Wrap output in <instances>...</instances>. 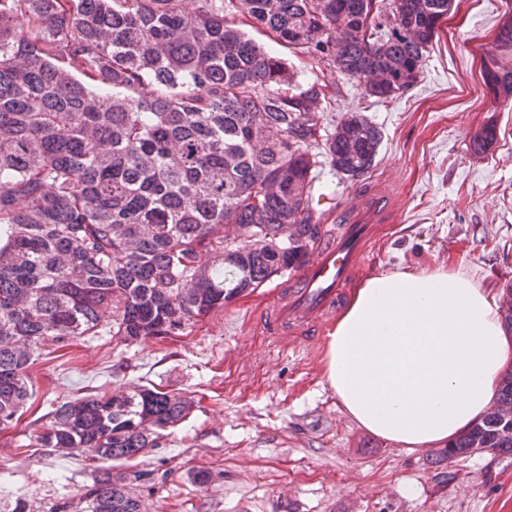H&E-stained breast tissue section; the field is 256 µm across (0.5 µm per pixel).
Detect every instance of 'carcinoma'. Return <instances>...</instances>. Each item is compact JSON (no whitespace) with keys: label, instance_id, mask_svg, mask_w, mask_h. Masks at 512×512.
<instances>
[{"label":"carcinoma","instance_id":"cac0c4a2","mask_svg":"<svg viewBox=\"0 0 512 512\" xmlns=\"http://www.w3.org/2000/svg\"><path fill=\"white\" fill-rule=\"evenodd\" d=\"M0 0V425L30 396L27 370L47 345L108 329L134 343L173 336L308 250L283 248V224L316 241L325 211L310 195L325 158L355 179L373 167L379 128L351 114L324 130L318 103L341 93L297 80L295 65L236 25L327 63L364 95L393 98L452 0H399L402 38L367 35L381 0ZM512 108V18L482 58ZM494 130L470 147L485 153ZM193 401L139 386L52 411L42 448L140 458L183 423ZM512 456V369L495 403L436 452ZM127 477L100 467L56 512H141Z\"/></svg>","mask_w":512,"mask_h":512}]
</instances>
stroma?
<instances>
[{"mask_svg": "<svg viewBox=\"0 0 512 512\" xmlns=\"http://www.w3.org/2000/svg\"><path fill=\"white\" fill-rule=\"evenodd\" d=\"M512 16V0H455L440 38L423 56L417 83L394 99L364 95L336 70L296 59L299 77L341 84L325 126L358 113L381 133L364 180L329 163L313 194L332 209L362 181H380L402 209L368 269L459 271L503 296L512 288V110L497 107L480 77V58ZM493 127L490 150L469 147ZM215 310L183 334L126 344L108 332L49 347L29 368L33 395L0 426V502L23 497L30 512L78 500L98 466L81 452L35 445L59 402L153 386L193 400L194 409L142 458L112 464L148 481L131 488L143 512H512V456L489 453L433 463L360 427L326 382L325 348L271 341L252 323L283 283Z\"/></svg>", "mask_w": 512, "mask_h": 512, "instance_id": "35a3bbf8", "label": "stroma"}]
</instances>
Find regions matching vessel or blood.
<instances>
[{"label":"vessel or blood","instance_id":"vessel-or-blood-1","mask_svg":"<svg viewBox=\"0 0 512 512\" xmlns=\"http://www.w3.org/2000/svg\"><path fill=\"white\" fill-rule=\"evenodd\" d=\"M396 216L388 189L363 187L348 195L337 217L343 232H322L316 248L284 283L279 300L258 317L259 329L278 342L320 346L353 279L369 266L383 225Z\"/></svg>","mask_w":512,"mask_h":512}]
</instances>
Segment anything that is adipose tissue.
<instances>
[{
	"label": "adipose tissue",
	"mask_w": 512,
	"mask_h": 512,
	"mask_svg": "<svg viewBox=\"0 0 512 512\" xmlns=\"http://www.w3.org/2000/svg\"><path fill=\"white\" fill-rule=\"evenodd\" d=\"M327 381L370 433L410 451L450 442L512 366L496 296L462 273L385 270L356 288L329 334Z\"/></svg>",
	"instance_id": "obj_1"
}]
</instances>
